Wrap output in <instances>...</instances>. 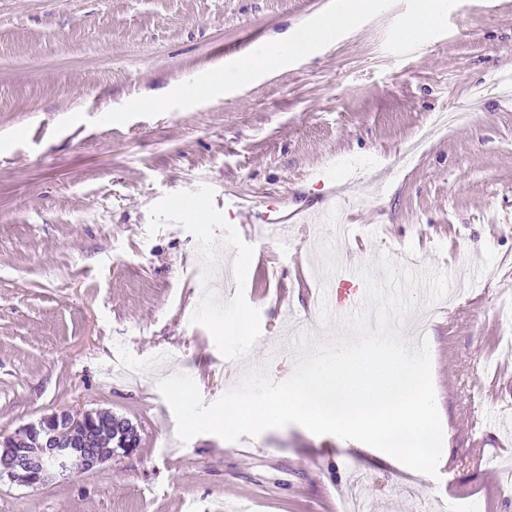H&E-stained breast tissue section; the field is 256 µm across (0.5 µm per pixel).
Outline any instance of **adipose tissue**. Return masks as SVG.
Listing matches in <instances>:
<instances>
[{"instance_id": "adipose-tissue-1", "label": "adipose tissue", "mask_w": 512, "mask_h": 512, "mask_svg": "<svg viewBox=\"0 0 512 512\" xmlns=\"http://www.w3.org/2000/svg\"><path fill=\"white\" fill-rule=\"evenodd\" d=\"M354 15L351 9L340 13L332 9L325 11L312 24L280 34L261 46L251 47L208 71L204 78L173 88L169 95L152 98L151 103L163 107L173 96H223L229 87L244 85L272 73L286 66L292 57L315 52L331 40L337 26L349 23Z\"/></svg>"}]
</instances>
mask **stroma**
<instances>
[{
	"instance_id": "1",
	"label": "stroma",
	"mask_w": 512,
	"mask_h": 512,
	"mask_svg": "<svg viewBox=\"0 0 512 512\" xmlns=\"http://www.w3.org/2000/svg\"><path fill=\"white\" fill-rule=\"evenodd\" d=\"M447 2L415 45L399 31L416 0H387L260 81L156 108L330 0H0V430L102 410L141 438L34 489L0 480V512H337L352 488L371 512H512V389L491 393L497 367L512 371V0ZM315 168L335 193L305 182ZM274 198L333 207L349 234L227 223L238 201ZM384 252L450 277L397 330L430 346L451 468L422 477L297 424L180 442L162 378L190 376L210 404L255 369L286 380L298 321L311 340L337 331L321 281H267L263 259L326 265L341 288L348 263ZM228 304L251 308L249 340L216 328Z\"/></svg>"
}]
</instances>
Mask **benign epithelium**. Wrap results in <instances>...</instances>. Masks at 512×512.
I'll list each match as a JSON object with an SVG mask.
<instances>
[{"label": "benign epithelium", "mask_w": 512, "mask_h": 512, "mask_svg": "<svg viewBox=\"0 0 512 512\" xmlns=\"http://www.w3.org/2000/svg\"><path fill=\"white\" fill-rule=\"evenodd\" d=\"M90 411L62 409L12 433L0 432V477L26 487H37L67 475L75 455L93 468L103 458L92 451L77 453L73 438L88 436L94 423Z\"/></svg>", "instance_id": "obj_1"}]
</instances>
